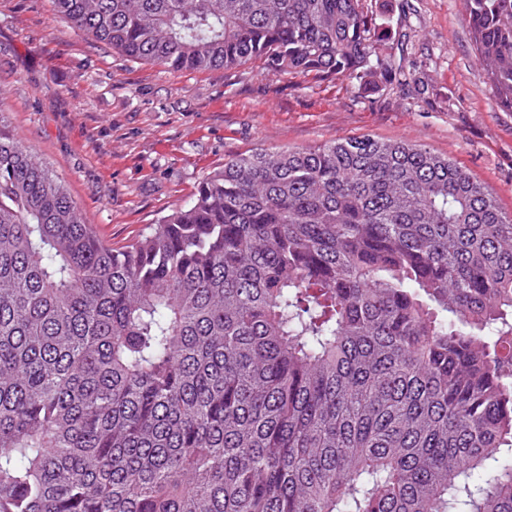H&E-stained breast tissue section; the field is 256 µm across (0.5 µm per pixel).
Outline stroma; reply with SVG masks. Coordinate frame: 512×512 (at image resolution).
Returning <instances> with one entry per match:
<instances>
[{"instance_id": "obj_1", "label": "stroma", "mask_w": 512, "mask_h": 512, "mask_svg": "<svg viewBox=\"0 0 512 512\" xmlns=\"http://www.w3.org/2000/svg\"><path fill=\"white\" fill-rule=\"evenodd\" d=\"M394 69L346 78L171 72L75 31L54 0H0V124L62 180L121 248L188 203L225 160L257 149L372 136L464 167L512 212V111L496 105L462 0H362Z\"/></svg>"}]
</instances>
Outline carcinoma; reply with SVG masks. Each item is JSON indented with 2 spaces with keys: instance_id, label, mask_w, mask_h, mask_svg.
I'll use <instances>...</instances> for the list:
<instances>
[{
  "instance_id": "obj_1",
  "label": "carcinoma",
  "mask_w": 512,
  "mask_h": 512,
  "mask_svg": "<svg viewBox=\"0 0 512 512\" xmlns=\"http://www.w3.org/2000/svg\"><path fill=\"white\" fill-rule=\"evenodd\" d=\"M173 72L391 63L361 0H55ZM512 110V0H464ZM512 215L405 141L224 162L115 249L0 125V512H512Z\"/></svg>"
}]
</instances>
